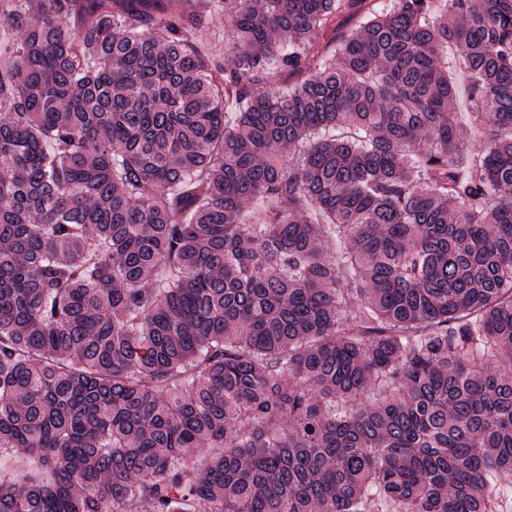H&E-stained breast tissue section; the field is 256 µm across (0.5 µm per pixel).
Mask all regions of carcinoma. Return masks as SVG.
Returning a JSON list of instances; mask_svg holds the SVG:
<instances>
[{
	"instance_id": "carcinoma-1",
	"label": "carcinoma",
	"mask_w": 512,
	"mask_h": 512,
	"mask_svg": "<svg viewBox=\"0 0 512 512\" xmlns=\"http://www.w3.org/2000/svg\"><path fill=\"white\" fill-rule=\"evenodd\" d=\"M211 2L0 0V512L512 510V0ZM220 5H223L221 9H212V13H208L198 42L227 64L230 59V50L224 37V3Z\"/></svg>"
}]
</instances>
